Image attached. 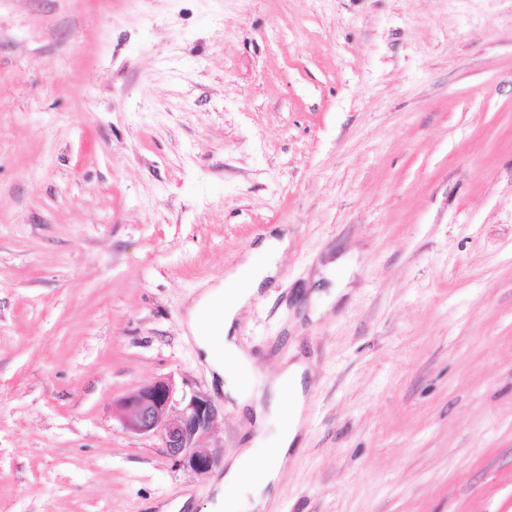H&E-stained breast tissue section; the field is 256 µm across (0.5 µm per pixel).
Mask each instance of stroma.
I'll return each mask as SVG.
<instances>
[{
	"mask_svg": "<svg viewBox=\"0 0 512 512\" xmlns=\"http://www.w3.org/2000/svg\"><path fill=\"white\" fill-rule=\"evenodd\" d=\"M287 235L244 308L306 358L274 512H512V0H0V512H207L122 401L200 285Z\"/></svg>",
	"mask_w": 512,
	"mask_h": 512,
	"instance_id": "obj_1",
	"label": "stroma"
}]
</instances>
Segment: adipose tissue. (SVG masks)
<instances>
[{"instance_id":"ef3b65f1","label":"adipose tissue","mask_w":512,"mask_h":512,"mask_svg":"<svg viewBox=\"0 0 512 512\" xmlns=\"http://www.w3.org/2000/svg\"><path fill=\"white\" fill-rule=\"evenodd\" d=\"M287 247V238H264L227 270L222 281L206 285L187 310L184 334L196 344L220 391L239 407L252 408L256 429L275 420L282 423L263 456L247 447L225 458L223 474L212 481L209 512H271L275 503L271 490L301 445L307 361L259 372L234 332L240 311L277 276L278 261Z\"/></svg>"}]
</instances>
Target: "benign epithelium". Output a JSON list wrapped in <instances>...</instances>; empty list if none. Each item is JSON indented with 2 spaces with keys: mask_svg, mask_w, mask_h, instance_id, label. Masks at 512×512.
Instances as JSON below:
<instances>
[{
  "mask_svg": "<svg viewBox=\"0 0 512 512\" xmlns=\"http://www.w3.org/2000/svg\"><path fill=\"white\" fill-rule=\"evenodd\" d=\"M124 425L137 435H157L178 468L208 472L224 450L206 448L203 439L216 425L220 411L207 396L178 392L170 378H158L126 398Z\"/></svg>",
  "mask_w": 512,
  "mask_h": 512,
  "instance_id": "1",
  "label": "benign epithelium"
}]
</instances>
